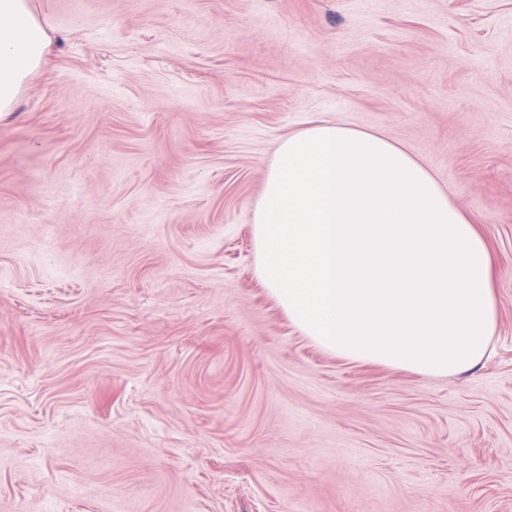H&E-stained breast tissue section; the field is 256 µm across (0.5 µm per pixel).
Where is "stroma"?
Returning <instances> with one entry per match:
<instances>
[{"instance_id": "1", "label": "stroma", "mask_w": 512, "mask_h": 512, "mask_svg": "<svg viewBox=\"0 0 512 512\" xmlns=\"http://www.w3.org/2000/svg\"><path fill=\"white\" fill-rule=\"evenodd\" d=\"M0 114V512H512V0H31ZM377 131L487 239L475 369L316 347L255 274L276 141ZM48 28L30 0H0V112H10L26 80L46 61Z\"/></svg>"}]
</instances>
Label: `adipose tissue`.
<instances>
[{
  "label": "adipose tissue",
  "mask_w": 512,
  "mask_h": 512,
  "mask_svg": "<svg viewBox=\"0 0 512 512\" xmlns=\"http://www.w3.org/2000/svg\"><path fill=\"white\" fill-rule=\"evenodd\" d=\"M51 44L30 0H0V112ZM253 237L259 280L320 349L431 375L483 362L499 324L488 242L384 135L321 120L279 139Z\"/></svg>",
  "instance_id": "1"
}]
</instances>
